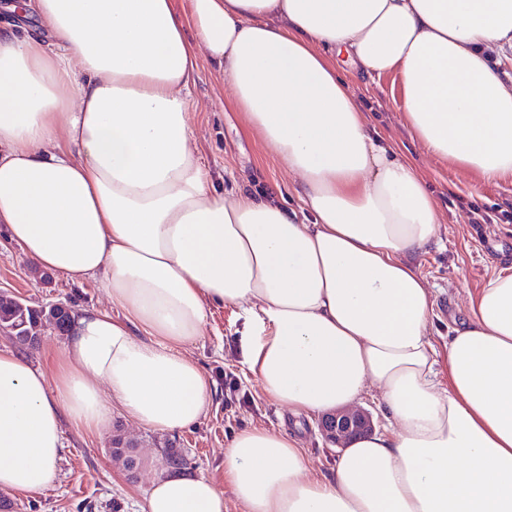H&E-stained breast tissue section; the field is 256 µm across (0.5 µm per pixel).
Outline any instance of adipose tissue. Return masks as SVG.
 I'll return each instance as SVG.
<instances>
[{
    "instance_id": "adipose-tissue-1",
    "label": "adipose tissue",
    "mask_w": 512,
    "mask_h": 512,
    "mask_svg": "<svg viewBox=\"0 0 512 512\" xmlns=\"http://www.w3.org/2000/svg\"><path fill=\"white\" fill-rule=\"evenodd\" d=\"M0 27V227L35 265L94 278L112 311H74L50 369L0 349V488L50 485L62 418L95 432L117 404L176 432L213 387L185 347L211 303L245 318L243 364L295 418L379 399L383 431L326 475L297 436L253 427L224 485L176 471L144 512H512V267L430 337L412 258L440 216L413 162L376 139L333 61L396 74L427 154L512 180V0H10ZM308 212L219 194L192 141L201 62Z\"/></svg>"
}]
</instances>
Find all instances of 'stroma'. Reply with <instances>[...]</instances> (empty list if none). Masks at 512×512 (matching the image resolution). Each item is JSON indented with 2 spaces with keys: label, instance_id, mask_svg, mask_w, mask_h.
<instances>
[{
  "label": "stroma",
  "instance_id": "stroma-1",
  "mask_svg": "<svg viewBox=\"0 0 512 512\" xmlns=\"http://www.w3.org/2000/svg\"><path fill=\"white\" fill-rule=\"evenodd\" d=\"M348 80L381 136L399 155L414 160L443 218L437 239L416 261L434 287L431 338L438 351L439 380L444 383L448 380V334L466 320L467 293L481 288L501 265L512 263V223L490 225L484 233L471 223L470 215L495 204H512V181L484 182L425 154L404 121L403 102L393 76L378 78L354 70ZM192 94L206 105L205 111L195 113L192 132L213 189L221 193L239 187L257 196L271 193L290 207H298L287 175L248 130L230 89L209 63H202ZM0 291L33 306L59 301L75 307L109 306L98 280L75 285L55 276L50 283L40 281L21 248L2 230ZM210 312L203 336L188 350L214 383L215 396L206 416L185 429L164 433L134 424L115 405L110 408L109 428L100 433L63 420L64 448L55 478L40 492L10 493L19 512H141L154 477L167 468L164 450L169 444L185 455L188 472L223 484L226 444L237 431L258 425L294 430L303 438L316 471L325 473L334 467L340 451L325 441L318 419H293L245 372L243 320L219 304L212 305ZM117 437L133 444L135 467L114 455L112 441Z\"/></svg>",
  "mask_w": 512,
  "mask_h": 512
}]
</instances>
